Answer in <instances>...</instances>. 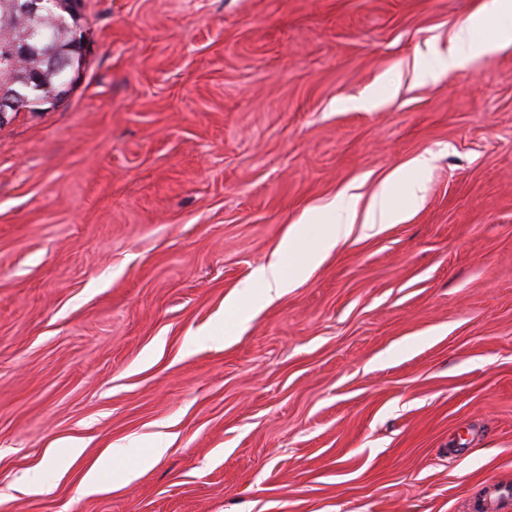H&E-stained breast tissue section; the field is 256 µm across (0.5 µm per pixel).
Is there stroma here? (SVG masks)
I'll return each mask as SVG.
<instances>
[{
	"instance_id": "1",
	"label": "stroma",
	"mask_w": 512,
	"mask_h": 512,
	"mask_svg": "<svg viewBox=\"0 0 512 512\" xmlns=\"http://www.w3.org/2000/svg\"><path fill=\"white\" fill-rule=\"evenodd\" d=\"M491 4L82 0L76 84L0 125V512H471L512 486V50L413 79ZM423 154L404 222L264 305L251 274L308 208L365 209ZM103 457L139 477L83 494Z\"/></svg>"
}]
</instances>
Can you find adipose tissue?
Segmentation results:
<instances>
[{"label": "adipose tissue", "instance_id": "adipose-tissue-1", "mask_svg": "<svg viewBox=\"0 0 512 512\" xmlns=\"http://www.w3.org/2000/svg\"><path fill=\"white\" fill-rule=\"evenodd\" d=\"M495 14L494 26H487L484 15L477 12L458 27L448 48L438 54L441 70L454 71L512 48V0H497ZM427 163V158L422 157L411 166L393 171L371 198L363 217H356L341 204L306 210L302 223L293 225L271 260L253 272V283L262 290L266 301H274L317 268L338 244L349 238L355 222H362L368 229L403 222L406 213L398 206L393 187L404 185L408 197H417L418 175Z\"/></svg>", "mask_w": 512, "mask_h": 512}]
</instances>
